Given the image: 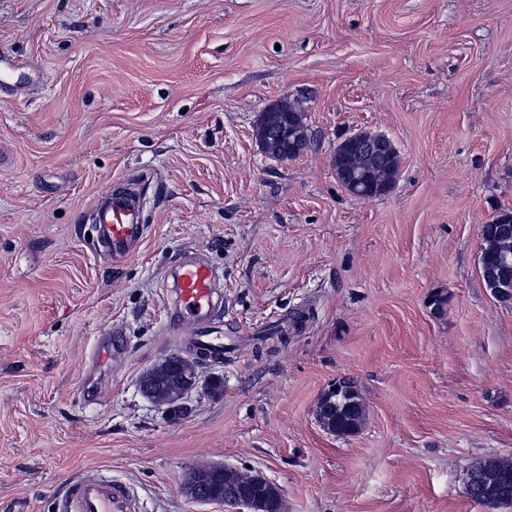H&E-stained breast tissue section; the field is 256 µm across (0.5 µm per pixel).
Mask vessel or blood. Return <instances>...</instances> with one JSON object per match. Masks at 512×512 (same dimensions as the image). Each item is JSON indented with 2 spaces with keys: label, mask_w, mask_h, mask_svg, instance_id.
Segmentation results:
<instances>
[{
  "label": "vessel or blood",
  "mask_w": 512,
  "mask_h": 512,
  "mask_svg": "<svg viewBox=\"0 0 512 512\" xmlns=\"http://www.w3.org/2000/svg\"><path fill=\"white\" fill-rule=\"evenodd\" d=\"M88 218L95 226L100 251L119 262L142 242L144 198L132 188L110 189L97 196ZM169 331L181 335L193 329L197 350L223 354L224 338L214 328L223 304L217 295V275L197 255L183 256L171 269ZM131 488L96 470L73 476L66 488L62 512H140Z\"/></svg>",
  "instance_id": "1"
}]
</instances>
